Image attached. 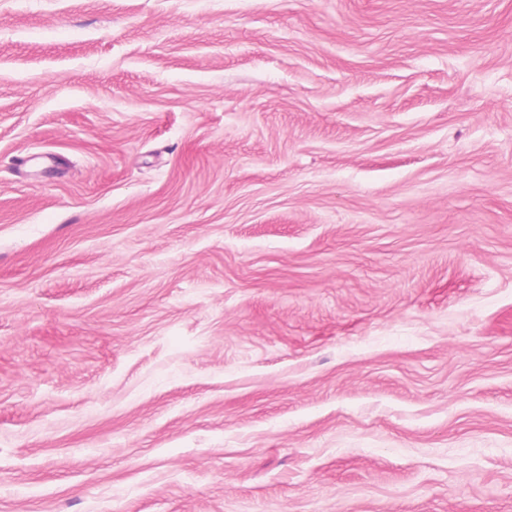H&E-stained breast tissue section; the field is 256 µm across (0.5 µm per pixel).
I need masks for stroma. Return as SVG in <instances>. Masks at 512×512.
Here are the masks:
<instances>
[{
    "instance_id": "1",
    "label": "stroma",
    "mask_w": 512,
    "mask_h": 512,
    "mask_svg": "<svg viewBox=\"0 0 512 512\" xmlns=\"http://www.w3.org/2000/svg\"><path fill=\"white\" fill-rule=\"evenodd\" d=\"M0 512H512V0H0Z\"/></svg>"
}]
</instances>
